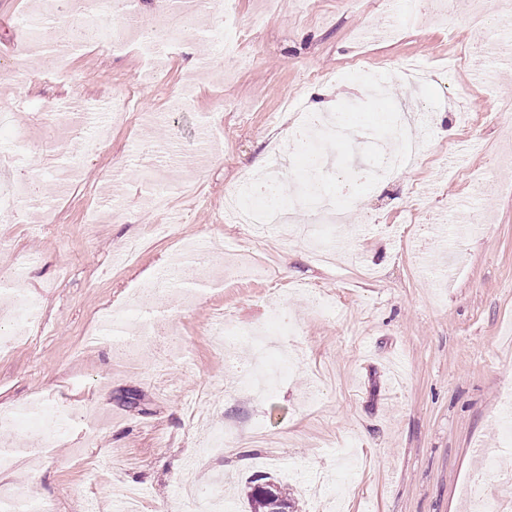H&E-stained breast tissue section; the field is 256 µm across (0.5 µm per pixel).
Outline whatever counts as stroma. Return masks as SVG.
Masks as SVG:
<instances>
[{
  "instance_id": "stroma-1",
  "label": "stroma",
  "mask_w": 512,
  "mask_h": 512,
  "mask_svg": "<svg viewBox=\"0 0 512 512\" xmlns=\"http://www.w3.org/2000/svg\"><path fill=\"white\" fill-rule=\"evenodd\" d=\"M38 0H0V56L20 73L0 78V105L17 114L15 173L53 192L51 223H1L0 281L28 263L19 287L39 301L38 322L0 349V412L42 400L73 413L46 456L22 454L0 485L46 501L52 512H115L125 487L140 488L145 512H185L183 482L223 494L226 512H249L243 490L264 475L287 486L297 512H468L465 488L512 486V447H501L512 410V59L498 57V11L470 25L471 0H207L202 28L231 33L249 59L224 83L198 59H224L205 35L163 57L165 84L137 83L136 47L88 46L67 73L42 74L29 57ZM387 70L409 61L426 73L420 89L399 80L388 91L430 120L419 125L417 166L384 180L345 212L360 268L325 267L308 244L279 232L221 220L225 195L242 172L282 148L301 101L307 111L359 103L347 81L361 61ZM132 98L135 110L111 125L104 151L85 159L75 181L54 174L79 151L89 129L49 135L56 103L74 110ZM167 175L169 214L148 203ZM118 216H111V209ZM465 226L456 253L432 247V214ZM203 239L224 265L273 254L268 277L199 283L192 303L170 289L155 307L150 290L180 246ZM321 289L332 313L317 311ZM138 301L167 335L180 336L185 361L162 350L121 357L102 331L106 314ZM285 309L296 332L279 343L294 355L266 395L239 379L253 364L215 354L216 316L243 327L270 324ZM195 398L209 421L235 424L237 443L202 452L203 432L185 408ZM93 406L97 417H79ZM93 446H84L86 432ZM494 449L492 466L477 446Z\"/></svg>"
}]
</instances>
